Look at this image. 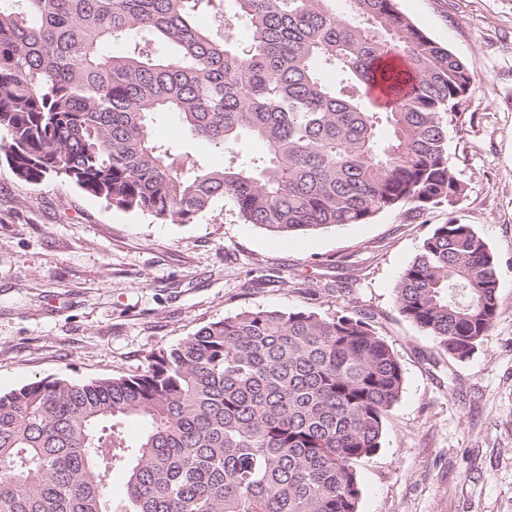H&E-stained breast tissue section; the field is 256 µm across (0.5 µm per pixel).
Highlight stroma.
I'll use <instances>...</instances> for the list:
<instances>
[{
  "label": "stroma",
  "mask_w": 512,
  "mask_h": 512,
  "mask_svg": "<svg viewBox=\"0 0 512 512\" xmlns=\"http://www.w3.org/2000/svg\"><path fill=\"white\" fill-rule=\"evenodd\" d=\"M397 7L473 75L448 127L465 187L458 205L276 238L229 202L190 224L161 223L61 179L27 184L0 154V393L134 373L151 353L247 309L358 311L404 372L380 448L357 464L358 512H512V0ZM153 132L174 151L213 155L173 114L157 115ZM452 217L498 258L496 320L463 361L395 303L423 239Z\"/></svg>",
  "instance_id": "1"
}]
</instances>
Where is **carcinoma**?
Segmentation results:
<instances>
[{
	"mask_svg": "<svg viewBox=\"0 0 512 512\" xmlns=\"http://www.w3.org/2000/svg\"><path fill=\"white\" fill-rule=\"evenodd\" d=\"M205 11L214 33L193 21ZM239 16L243 46L221 35ZM472 81L396 0H0V149L13 174L162 223L190 224L226 196L280 236L405 204L452 208L464 186L447 120ZM372 84L393 102L371 99ZM158 113L224 163L173 153L152 135ZM395 297L462 361L496 318L498 259L450 217ZM403 386L365 314L244 310L136 374L0 394V512H357L356 462L380 448ZM131 418L144 422L135 441Z\"/></svg>",
	"mask_w": 512,
	"mask_h": 512,
	"instance_id": "cac0c4a2",
	"label": "carcinoma"
}]
</instances>
